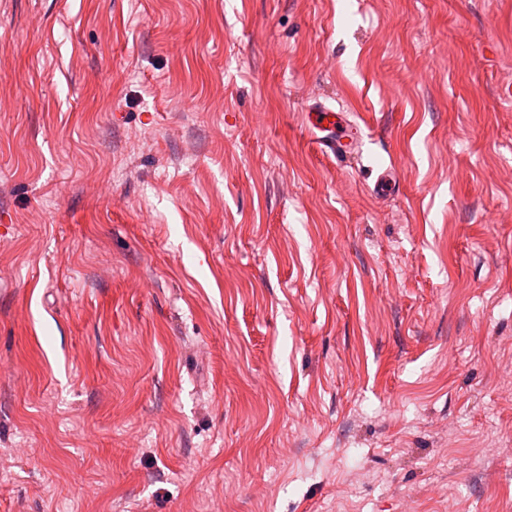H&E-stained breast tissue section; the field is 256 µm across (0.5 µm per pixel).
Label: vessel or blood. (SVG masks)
Returning <instances> with one entry per match:
<instances>
[{
	"mask_svg": "<svg viewBox=\"0 0 512 512\" xmlns=\"http://www.w3.org/2000/svg\"><path fill=\"white\" fill-rule=\"evenodd\" d=\"M311 134L322 153L347 160H355L361 141L356 123L347 113L312 104L307 112Z\"/></svg>",
	"mask_w": 512,
	"mask_h": 512,
	"instance_id": "b4317fda",
	"label": "vessel or blood"
}]
</instances>
